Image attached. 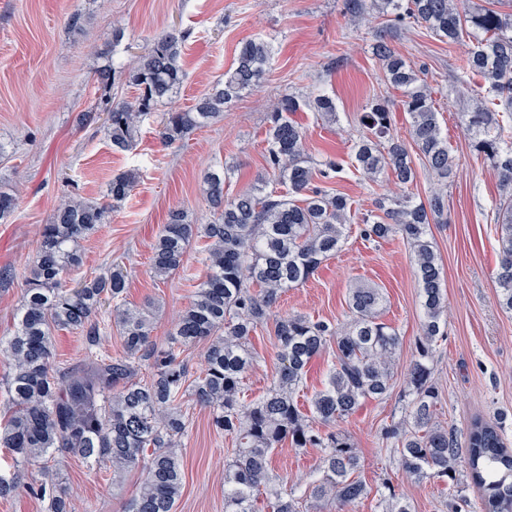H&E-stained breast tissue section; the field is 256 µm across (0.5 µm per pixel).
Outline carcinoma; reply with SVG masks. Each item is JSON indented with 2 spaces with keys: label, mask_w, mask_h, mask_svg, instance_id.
Wrapping results in <instances>:
<instances>
[{
  "label": "carcinoma",
  "mask_w": 512,
  "mask_h": 512,
  "mask_svg": "<svg viewBox=\"0 0 512 512\" xmlns=\"http://www.w3.org/2000/svg\"><path fill=\"white\" fill-rule=\"evenodd\" d=\"M373 7L420 24L450 45L471 39L464 70L484 80L479 89L501 111L464 112L462 122L473 149L498 172L500 261L495 281L501 306L512 312V135L500 123V113L512 112V12L470 9L464 0H350L351 17L360 20ZM186 40V31L169 28L138 57L129 75L138 89L135 102L116 103L106 112L104 130L113 147H128L142 118L178 93L185 78L181 56ZM373 50L388 82L403 92L402 108L410 118V138L421 166L437 183L448 185L455 163L422 71L383 37ZM110 55L109 49L96 55L94 76L104 88L114 79ZM271 55V46L262 39L242 43L223 82L192 107L162 113L163 142L179 144L218 118L225 103L260 83ZM304 107L324 121H336L333 98L284 95L268 117L266 173L230 199L224 196V177L233 166L207 173L204 193L214 212L208 224L190 222L181 210L170 212L153 246L151 272L162 278L184 268L187 250L200 239L205 243L206 275L162 348L150 339L149 311L124 304L128 277L122 271L109 270L68 289L62 285L82 263L79 240L106 223L112 209L131 195L135 175L114 177L105 202L62 200L40 230L15 329L0 338V359L9 365L0 447L25 463L46 456L106 463L115 478L140 467L143 479L125 512H175L183 493L178 448L187 431L185 403L190 400L210 409L212 427L235 444L234 456L224 465V512H258L260 495L267 512H302V502L311 498L348 506L368 495L366 485L353 477L360 462L358 449L342 433H322L314 424L331 425L393 390L400 336L380 318L383 293L371 286L351 289V320L343 326L299 314L272 319L281 294L306 283L341 248L351 210L346 195L314 185L315 177L329 179L343 167L330 157L315 166L306 152L303 128L293 119ZM362 126L367 133L355 146L358 171L366 177L386 172L400 185H412L417 169L406 143L389 135L390 108L375 102L363 114ZM272 181L288 185V192L268 189ZM17 206V197L0 192V222ZM444 208V190L438 188L425 202L407 195L382 198L378 213L363 219L364 237L399 234L410 245L424 311L416 356L406 373L405 417L386 430L385 438L396 441L407 472L418 481L451 480L450 472L465 458L469 477L481 492V512H512V448L498 426L476 416L461 442L455 431L434 422L440 397L431 363L444 336L447 303L429 224ZM106 300L112 302L124 342L125 354L119 358L97 351V312ZM271 319L279 366L267 392L248 402L243 380L253 365L251 340ZM56 330H75L87 342L80 363L62 372L54 365ZM200 343L204 368L192 377L187 351ZM330 343L336 344L334 361L305 414L297 394L312 361ZM143 366L152 371L148 381L137 380ZM287 441L296 448L323 450L319 479L304 487H283L273 475L272 453ZM20 488L38 499L49 497L47 512H71L64 490L47 469L40 482L23 487L16 478L0 475V497Z\"/></svg>",
  "instance_id": "carcinoma-1"
}]
</instances>
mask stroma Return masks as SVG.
I'll return each instance as SVG.
<instances>
[{
    "label": "stroma",
    "instance_id": "1",
    "mask_svg": "<svg viewBox=\"0 0 512 512\" xmlns=\"http://www.w3.org/2000/svg\"><path fill=\"white\" fill-rule=\"evenodd\" d=\"M74 14L81 18L76 29L68 25ZM116 25L124 30L117 46L112 43ZM167 27L191 33L183 55L184 83L172 100L176 108L191 107L223 79L243 41L264 39L272 56L257 87L225 104L221 118L192 132L184 143L162 145L159 116L153 113L141 122L130 149L113 150L101 123L85 125L81 118L135 98L128 70ZM381 35L424 68L456 164L442 221L430 227L448 297V326L432 362L441 395L436 421L461 434L479 416L497 425L512 446V312L500 307L494 280L499 176L472 149L461 120L476 106L481 82L463 71L470 42L446 44L425 27L391 14L376 13L369 23L355 25L346 0H0V146L7 153L0 162V189L19 200L13 216L0 223V338L15 328L38 231L58 203L69 197L102 200L113 177L131 173L136 177L131 196L81 240L83 263L70 277L87 279L111 264L123 266L129 275L127 305L150 307L151 339L165 345L205 273L203 245L196 242L183 270L164 280L153 277L152 247L170 210H184L196 224L210 222L202 193L205 173L231 165L226 197L245 191L265 172L267 116L281 96L305 98L323 91L336 102V124L322 123L306 109L294 118L306 131L314 161L329 154L343 159L345 167L330 186L350 198L351 218L340 251L307 283L283 293L275 313L347 323L349 289L364 282L382 290V320L398 330L401 345L392 393L336 424L360 452L358 476L370 490L368 497L342 510L332 501L309 500L303 512H382L380 497L390 491L410 512H478L480 493L464 465L456 467L459 492L449 496L444 482L411 478L396 446L384 436L405 415L402 377L415 355L422 310L406 240L398 234L379 241L361 235L365 214L398 188L390 176L373 182L354 170V145L363 133L360 117L371 103L388 102L391 136L409 138L402 92L386 80L373 53ZM108 47L115 50L117 72L111 87L103 89L90 67L94 53ZM252 347L256 361L244 380L249 400L264 394L278 366L271 326L258 329ZM181 452L184 489L176 512H224V465L234 446L212 428L210 410L190 407ZM322 455L318 448L286 444L275 450L272 467L292 486L316 476ZM48 465L58 469L74 512H124L142 478L132 470L116 480L107 466L90 467L77 458L52 459Z\"/></svg>",
    "mask_w": 512,
    "mask_h": 512
}]
</instances>
